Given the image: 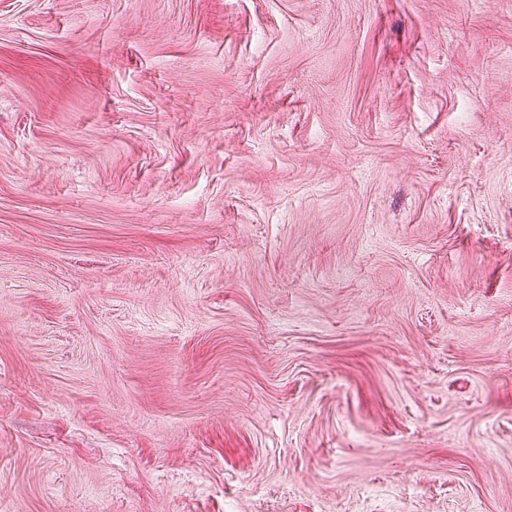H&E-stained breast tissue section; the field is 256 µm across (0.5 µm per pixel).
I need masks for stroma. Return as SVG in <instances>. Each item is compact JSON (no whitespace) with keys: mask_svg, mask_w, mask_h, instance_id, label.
Returning a JSON list of instances; mask_svg holds the SVG:
<instances>
[{"mask_svg":"<svg viewBox=\"0 0 512 512\" xmlns=\"http://www.w3.org/2000/svg\"><path fill=\"white\" fill-rule=\"evenodd\" d=\"M0 512H512V0H0Z\"/></svg>","mask_w":512,"mask_h":512,"instance_id":"obj_1","label":"stroma"}]
</instances>
